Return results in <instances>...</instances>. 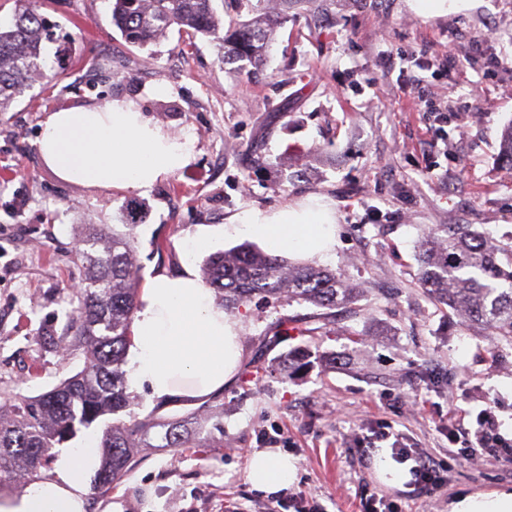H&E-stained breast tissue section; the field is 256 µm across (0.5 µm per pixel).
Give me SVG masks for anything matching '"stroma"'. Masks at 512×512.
Returning <instances> with one entry per match:
<instances>
[{
  "label": "stroma",
  "mask_w": 512,
  "mask_h": 512,
  "mask_svg": "<svg viewBox=\"0 0 512 512\" xmlns=\"http://www.w3.org/2000/svg\"><path fill=\"white\" fill-rule=\"evenodd\" d=\"M69 52L51 88L0 113V405L36 396L83 364L64 358L65 311L85 270V219L122 230L137 204L140 280L247 243L234 226L308 197L336 212L326 264L357 288L330 315L252 300L235 310L241 360L223 390L166 403L131 392L137 417L185 424V448H139L136 468L86 512H448L459 493L512 486V455L469 464L448 438V408L493 407L512 438V350L493 352L420 282L417 244L438 224L512 236V169L498 159L512 119V0L423 19L406 0H306L288 12L263 65L238 75L203 36L171 30L140 49L110 23L109 0H41ZM408 56L389 71L386 58ZM447 65L439 73V65ZM447 107L436 125L415 78ZM137 101L191 160L145 192L59 178L37 140L49 114ZM204 240L194 249V240ZM304 352L285 373L289 354ZM264 378H256V366ZM441 465L443 491L378 478L392 439ZM204 452H197V445ZM292 456L295 482L265 496L248 481L260 449Z\"/></svg>",
  "instance_id": "35a3bbf8"
}]
</instances>
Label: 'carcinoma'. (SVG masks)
<instances>
[{
    "label": "carcinoma",
    "mask_w": 512,
    "mask_h": 512,
    "mask_svg": "<svg viewBox=\"0 0 512 512\" xmlns=\"http://www.w3.org/2000/svg\"><path fill=\"white\" fill-rule=\"evenodd\" d=\"M111 22L124 40L152 45L176 27L215 42L225 64L266 61L272 37L288 19V6L299 0H257L252 17L224 30L213 0H111ZM53 41L52 25L34 0H15L11 18L0 22V112L37 82L54 79L43 56ZM499 157L512 168V120L504 126ZM125 230L107 232L101 224L81 225L82 249L76 252L87 271L75 292L65 333L69 353H82L83 367L36 397L19 395L0 412V484L29 476L55 456V449L82 430L103 428V463L93 482L107 491L136 465L134 448L150 444L160 428L164 448L186 446L181 423L128 411L122 366L137 309L135 274L138 241L133 208L126 209ZM422 280L441 303L497 349L512 350V238L493 240L468 224L434 227L420 241ZM202 281L224 309H236L256 296L282 298L331 310L351 302L355 288L335 270L292 263L249 244L208 257ZM126 413L106 425L107 415Z\"/></svg>",
    "instance_id": "carcinoma-1"
}]
</instances>
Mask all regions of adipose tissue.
<instances>
[{"label": "adipose tissue", "mask_w": 512, "mask_h": 512, "mask_svg": "<svg viewBox=\"0 0 512 512\" xmlns=\"http://www.w3.org/2000/svg\"><path fill=\"white\" fill-rule=\"evenodd\" d=\"M40 153L56 174L89 186L141 192L189 164L190 143L164 134L131 101L114 100L101 108L52 113L38 139ZM336 219L318 197L266 216L242 221L245 232L279 249L329 254ZM127 347L130 389L149 388L156 399L204 396L230 381L241 358L239 325L215 305L199 273L149 279L131 323ZM102 462L95 442L56 453L52 471L33 481L18 497L0 502V512H84L90 479ZM296 477L293 459L270 449L252 454V488L272 495ZM448 512H512V489L457 495Z\"/></svg>", "instance_id": "obj_1"}]
</instances>
